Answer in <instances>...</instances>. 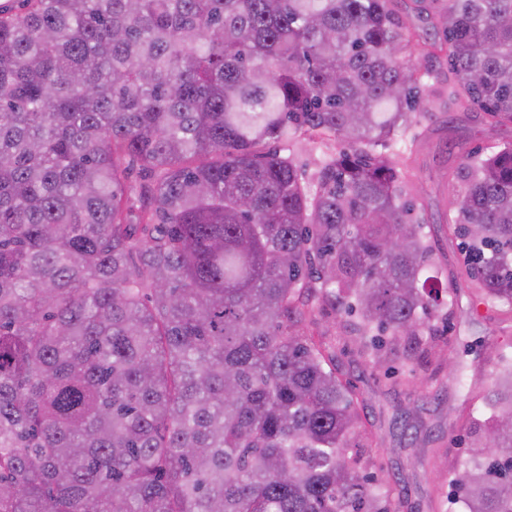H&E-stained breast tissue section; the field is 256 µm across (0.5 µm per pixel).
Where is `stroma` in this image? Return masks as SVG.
<instances>
[{
  "label": "stroma",
  "instance_id": "35a3bbf8",
  "mask_svg": "<svg viewBox=\"0 0 512 512\" xmlns=\"http://www.w3.org/2000/svg\"><path fill=\"white\" fill-rule=\"evenodd\" d=\"M393 8L403 24L425 37H438L442 29L435 15V0H394ZM414 146L397 158L401 175L412 183L416 216L428 224V235L441 278L454 280L460 303L448 317L436 320L433 335L425 337L416 379H409L398 361L376 370L365 366L346 345V336L333 316H321L314 333L334 337L337 363L357 391L370 394L369 410L376 423L381 447L368 468L370 475L405 484L407 512H463L454 501L447 475L469 453L468 428L462 421L470 398L487 387L490 377L478 376L482 360L512 358V330H499L492 320L469 312L470 281L457 275L464 264L459 241L447 228L448 200L452 188L448 175L457 171L466 154L493 144L512 143V125H490L483 113L469 112L434 100L421 111L405 132ZM460 364L459 374L448 371L449 360ZM421 406L420 435L430 436L428 448L406 446L397 414Z\"/></svg>",
  "mask_w": 512,
  "mask_h": 512
}]
</instances>
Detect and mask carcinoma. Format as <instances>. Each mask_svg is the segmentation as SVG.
<instances>
[{"mask_svg": "<svg viewBox=\"0 0 512 512\" xmlns=\"http://www.w3.org/2000/svg\"><path fill=\"white\" fill-rule=\"evenodd\" d=\"M391 2L0 0V512L408 507L309 328L327 306L415 371L448 286L393 161L431 103L412 55L511 124L512 0H445L421 44ZM458 179L471 310L512 320V144ZM490 370L464 512H512V361Z\"/></svg>", "mask_w": 512, "mask_h": 512, "instance_id": "obj_1", "label": "carcinoma"}]
</instances>
